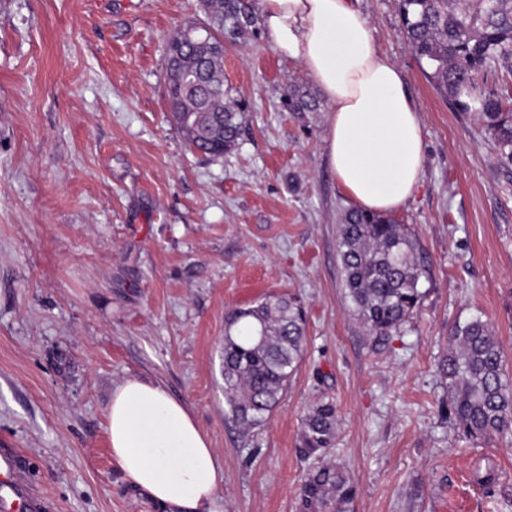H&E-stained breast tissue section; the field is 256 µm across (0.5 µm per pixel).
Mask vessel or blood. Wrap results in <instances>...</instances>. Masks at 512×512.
I'll return each instance as SVG.
<instances>
[{
  "instance_id": "obj_1",
  "label": "vessel or blood",
  "mask_w": 512,
  "mask_h": 512,
  "mask_svg": "<svg viewBox=\"0 0 512 512\" xmlns=\"http://www.w3.org/2000/svg\"><path fill=\"white\" fill-rule=\"evenodd\" d=\"M45 499L37 492L20 456L0 448V512H46Z\"/></svg>"
}]
</instances>
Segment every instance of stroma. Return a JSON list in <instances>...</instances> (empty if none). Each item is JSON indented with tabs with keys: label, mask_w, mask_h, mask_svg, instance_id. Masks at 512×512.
Segmentation results:
<instances>
[{
	"label": "stroma",
	"mask_w": 512,
	"mask_h": 512,
	"mask_svg": "<svg viewBox=\"0 0 512 512\" xmlns=\"http://www.w3.org/2000/svg\"><path fill=\"white\" fill-rule=\"evenodd\" d=\"M401 68L426 147L396 212L428 255L417 318L381 341L337 250L352 205L326 154L327 111L287 112L308 84L266 35L226 44L250 110L235 153H192L169 118L164 43L200 0H0V443L47 512H156L113 466L112 389L163 383L224 458V512H298L302 419L333 401L326 461L356 483L346 512H512V431L469 440L436 364L478 318L512 373V162L410 52L398 0H358ZM305 314L302 362L245 429L224 399V317L265 296ZM493 472L494 483H479Z\"/></svg>",
	"instance_id": "1"
}]
</instances>
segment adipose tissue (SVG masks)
Masks as SVG:
<instances>
[{"label":"adipose tissue","instance_id":"1","mask_svg":"<svg viewBox=\"0 0 512 512\" xmlns=\"http://www.w3.org/2000/svg\"><path fill=\"white\" fill-rule=\"evenodd\" d=\"M265 34L302 65L329 105L326 149L356 209L393 213L417 189L425 143L400 67L378 50L355 0H256ZM112 463L158 512H224V459L187 405L159 382L116 385L107 410Z\"/></svg>","mask_w":512,"mask_h":512}]
</instances>
